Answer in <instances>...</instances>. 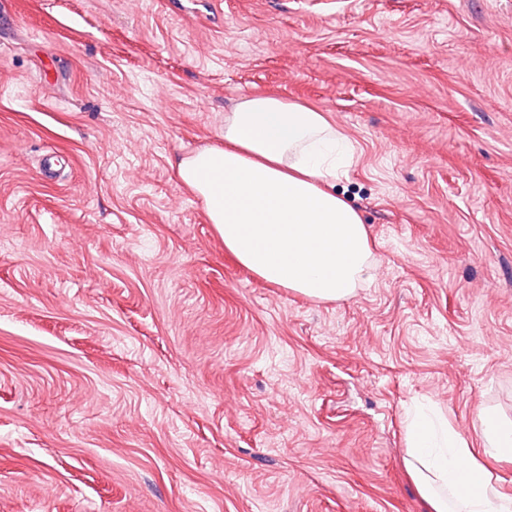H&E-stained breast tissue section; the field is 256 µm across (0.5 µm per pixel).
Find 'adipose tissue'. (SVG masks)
<instances>
[{"instance_id": "obj_1", "label": "adipose tissue", "mask_w": 512, "mask_h": 512, "mask_svg": "<svg viewBox=\"0 0 512 512\" xmlns=\"http://www.w3.org/2000/svg\"><path fill=\"white\" fill-rule=\"evenodd\" d=\"M351 141L316 107L268 92L224 114L217 143L181 156L175 173L237 262L263 281L319 301L350 298L373 262L369 232L335 182ZM488 457L512 460V423L480 415ZM406 463L428 512H512V495L440 415L406 424Z\"/></svg>"}]
</instances>
